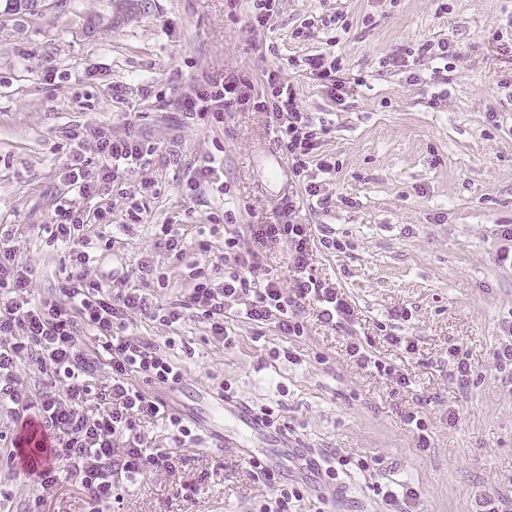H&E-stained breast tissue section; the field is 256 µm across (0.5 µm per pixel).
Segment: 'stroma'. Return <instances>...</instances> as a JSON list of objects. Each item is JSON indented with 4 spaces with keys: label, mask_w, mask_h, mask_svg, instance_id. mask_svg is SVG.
<instances>
[{
    "label": "stroma",
    "mask_w": 512,
    "mask_h": 512,
    "mask_svg": "<svg viewBox=\"0 0 512 512\" xmlns=\"http://www.w3.org/2000/svg\"><path fill=\"white\" fill-rule=\"evenodd\" d=\"M8 6L0 0V225L13 226L16 258L34 270V298L62 297L64 256L44 226L69 196L60 169L71 135L130 130L144 161L113 189L111 225L88 230L101 256L94 275L148 262L168 284H150L147 293L163 305L185 303L196 255L171 258L157 225L178 223L190 247L210 235L208 260L220 267L225 233L210 234L213 216L232 207L236 221L226 233L247 247L250 225L277 222L288 196L318 241L311 272L354 310L349 328L338 330L318 321L310 304L303 336L290 339L234 316L228 347L193 316L168 326L130 315L132 336L160 348L175 343L183 381L146 385L167 416L140 423L148 447L166 449L172 464L148 472L103 512H259L268 490L225 447L223 422L209 417L227 390L252 409H274L290 427L289 447L347 460L343 493L288 473L307 494L298 512H379V484L416 487L415 512L512 502V373L494 359L512 335V267L499 260L501 227L512 225V100L500 87L512 80V0H281L258 36L248 29V0H134L129 8L48 0L35 15ZM337 15L347 29L330 27ZM97 17L103 25L91 26ZM311 18L315 26L296 37ZM332 36L344 60L337 100L296 73L298 59ZM428 40L447 42V69L418 54ZM405 51L407 68L388 66ZM227 70L257 86L271 70L296 81L301 109L325 129L318 153L336 163L327 174L308 171L327 204L309 200L290 168L268 180L266 166L280 151L261 106L229 113L219 126L182 120L181 93ZM174 138L181 147L171 156ZM212 156L223 163L225 193L190 194L189 175ZM144 183L151 190L142 196ZM134 203L136 221L127 214ZM325 236L344 250L320 246ZM392 336L413 342V351L390 345ZM354 337L407 370L411 387L360 368L346 350ZM284 348L301 364L276 358ZM457 352L471 366L465 389L450 376ZM416 410L432 436L424 451L402 420ZM172 415L202 430L203 441H176ZM363 459L376 469L359 470ZM37 497L45 512L92 510L75 479L46 490L0 465V512H27Z\"/></svg>",
    "instance_id": "1"
}]
</instances>
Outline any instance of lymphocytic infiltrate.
Here are the masks:
<instances>
[{"label": "lymphocytic infiltrate", "instance_id": "1", "mask_svg": "<svg viewBox=\"0 0 512 512\" xmlns=\"http://www.w3.org/2000/svg\"><path fill=\"white\" fill-rule=\"evenodd\" d=\"M342 59L323 50L305 56L300 73L339 91ZM270 95L263 107L277 144L291 164L294 177L304 178L310 165L330 172L333 165L315 157L319 136L311 119L298 104L293 82L277 72L265 75ZM252 86L243 76L227 72L218 80L181 95L179 109L185 119L222 124L224 115L251 100ZM98 157L90 166L88 153ZM143 158L135 134L121 137L107 132L94 135L89 149L70 151L63 164L64 180L76 199H96L111 183ZM75 199V201H76ZM75 201L60 202L54 223L45 225L49 239L68 254L70 270L62 283V300L32 298L33 270L20 265L9 242L11 229L0 225V406L9 407L19 420L37 422L51 439V465L30 464L27 474L43 488L55 487L72 477L84 496L95 505L110 502L114 490L140 483L150 470L169 466L166 450H147L137 430L144 417L164 414L165 406L135 386L143 383L174 386L183 375L159 348L130 336L128 317L138 313L173 325L193 315L205 323L211 336L224 345L232 339L225 326L231 313H239L254 325L277 328L281 335L301 337L306 302L321 304L322 322L344 328L351 320L349 304L326 280L308 273L310 237L295 219L296 204L283 199L279 224H255L251 234L257 243L283 242L291 251L294 285L282 288L274 278L256 279L259 255L242 249L237 235L224 239V273L195 264L194 286L185 306L169 308L153 303L143 289L131 286V276L141 281L154 277L151 265L138 263L135 274L112 272L88 280L84 269L92 261L85 230L91 224L110 223L111 206L87 210ZM91 331L93 345L85 347L84 331ZM29 360L44 376L39 395H31L18 373L21 360ZM109 368L112 381L98 387L94 378Z\"/></svg>", "mask_w": 512, "mask_h": 512}]
</instances>
